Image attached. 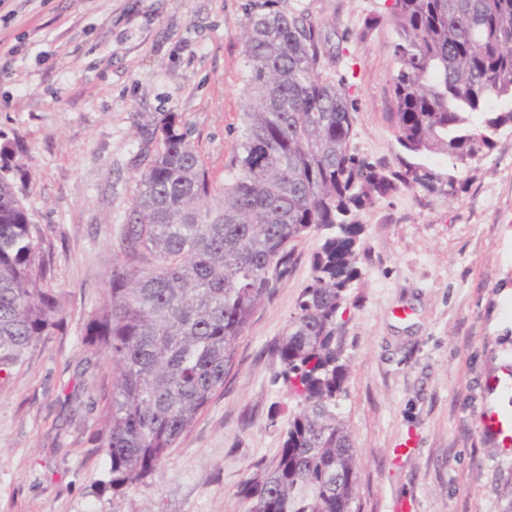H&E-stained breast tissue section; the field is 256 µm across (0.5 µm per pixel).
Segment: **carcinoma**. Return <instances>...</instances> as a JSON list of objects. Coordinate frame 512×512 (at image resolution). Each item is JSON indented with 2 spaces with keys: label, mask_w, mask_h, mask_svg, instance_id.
I'll use <instances>...</instances> for the list:
<instances>
[{
  "label": "carcinoma",
  "mask_w": 512,
  "mask_h": 512,
  "mask_svg": "<svg viewBox=\"0 0 512 512\" xmlns=\"http://www.w3.org/2000/svg\"><path fill=\"white\" fill-rule=\"evenodd\" d=\"M398 151L372 161L351 148L354 108L321 28L299 4L267 0L241 27L245 81L239 144L214 189L181 117L153 132L101 308L81 344L117 376L104 447L115 489L142 482L224 386L253 314L288 276L298 243L324 233L275 347L298 410L275 461L241 489L248 512H352L358 459L337 412L349 368L342 336L364 253L363 216L403 188L458 192L454 171L512 128V0H391ZM481 114L476 125L472 117ZM0 144V373L62 329L43 235ZM448 158L441 174L423 163Z\"/></svg>",
  "instance_id": "carcinoma-1"
}]
</instances>
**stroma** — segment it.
Wrapping results in <instances>:
<instances>
[{
	"instance_id": "stroma-1",
	"label": "stroma",
	"mask_w": 512,
	"mask_h": 512,
	"mask_svg": "<svg viewBox=\"0 0 512 512\" xmlns=\"http://www.w3.org/2000/svg\"><path fill=\"white\" fill-rule=\"evenodd\" d=\"M266 0H0V133L42 228L63 329L0 383V512H247L242 484L271 464L296 409L273 353L313 233L255 312L234 368L144 482L109 485L111 361L81 345L103 302L143 169L167 112L181 116L214 186L237 148L248 89L241 23ZM356 106L353 149L393 161L394 32L385 0H301ZM378 16L365 29L369 16ZM455 197L401 190L364 218L360 280L343 315L338 412L359 460L354 512H512V462L479 427L499 361L512 359V132L460 170Z\"/></svg>"
}]
</instances>
